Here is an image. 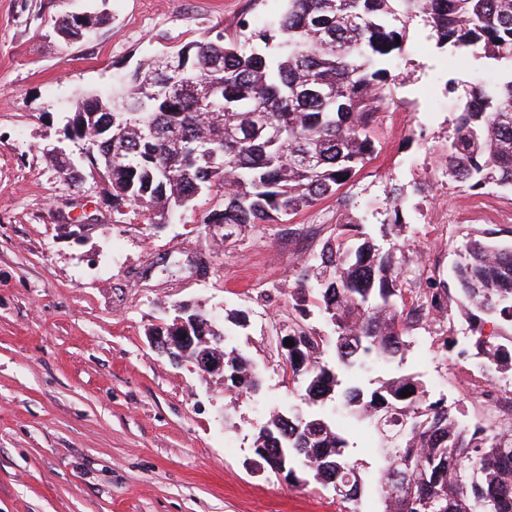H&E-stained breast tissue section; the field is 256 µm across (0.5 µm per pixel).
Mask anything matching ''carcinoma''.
Returning a JSON list of instances; mask_svg holds the SVG:
<instances>
[{
	"instance_id": "1",
	"label": "carcinoma",
	"mask_w": 512,
	"mask_h": 512,
	"mask_svg": "<svg viewBox=\"0 0 512 512\" xmlns=\"http://www.w3.org/2000/svg\"><path fill=\"white\" fill-rule=\"evenodd\" d=\"M275 33L194 40L144 63L127 87L77 104L82 159L51 157L64 180L79 166L102 175L112 209L136 206L153 224L194 210L205 190H222V209L204 226L272 224L334 196L375 151L372 122L385 105L390 68L418 19L436 46L485 57L490 83L463 89L448 140V178L471 189L512 187V0H286ZM216 87L210 105L182 82ZM366 232L323 242L299 274L293 299L317 307L333 336L288 327L283 367L301 381L300 404L273 411L248 465L290 484L330 485L345 512L358 503L363 465L333 419L308 410L324 400L371 423L382 441L376 483L381 512H512V423L471 427L416 375L398 374L367 394L340 375L382 359L403 364L409 332L421 320L463 309L475 322L474 347L488 370L512 371V246L480 239L453 270L455 294L430 278L412 296L406 260ZM487 323L509 330L504 343ZM335 367L323 359L326 346ZM224 384L257 395L261 374L236 348H224ZM409 389L411 396L402 397Z\"/></svg>"
}]
</instances>
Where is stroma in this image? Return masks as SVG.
I'll return each mask as SVG.
<instances>
[{"label": "stroma", "mask_w": 512, "mask_h": 512, "mask_svg": "<svg viewBox=\"0 0 512 512\" xmlns=\"http://www.w3.org/2000/svg\"><path fill=\"white\" fill-rule=\"evenodd\" d=\"M284 0H0V512H342L332 489L288 485L247 466L270 411L296 404L282 337L298 320L291 290L302 262L356 224L378 244L417 256L407 288L451 281L465 243L512 246V190L448 180L456 94L449 79L488 83L482 59L458 61L411 24L388 108L372 124L376 150L334 197L278 224L207 235L201 217L223 206L201 196L184 220L154 227L137 209L112 210L101 180L62 181L45 150L88 93L110 90L146 58L203 37L270 27ZM106 21L78 42L54 31L79 12ZM401 190L403 205L388 199ZM93 217L82 241L61 215ZM400 223L399 236H383ZM216 322L244 315L231 344L258 366L259 395L157 353L149 334L174 304ZM464 312L411 331L402 370L480 423L497 412L500 374L481 359H442L441 338L469 335ZM351 455L373 473L378 440L346 421Z\"/></svg>", "instance_id": "1"}]
</instances>
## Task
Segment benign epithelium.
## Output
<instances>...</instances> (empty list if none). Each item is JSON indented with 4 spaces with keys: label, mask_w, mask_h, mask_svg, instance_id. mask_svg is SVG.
<instances>
[{
    "label": "benign epithelium",
    "mask_w": 512,
    "mask_h": 512,
    "mask_svg": "<svg viewBox=\"0 0 512 512\" xmlns=\"http://www.w3.org/2000/svg\"><path fill=\"white\" fill-rule=\"evenodd\" d=\"M175 326L150 337L151 345L174 362L190 361L206 375L224 376V343L222 336H195L196 316L186 305L174 306Z\"/></svg>",
    "instance_id": "1"
}]
</instances>
